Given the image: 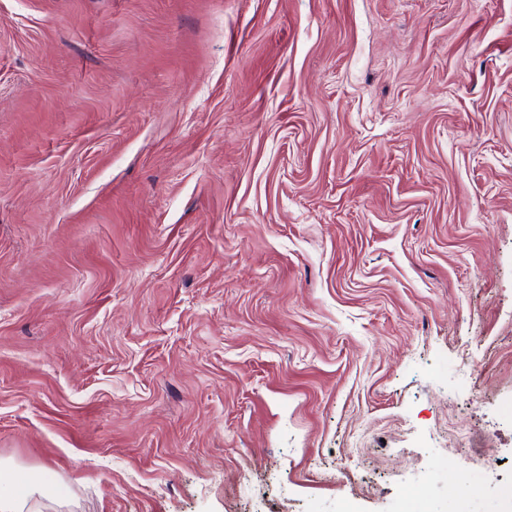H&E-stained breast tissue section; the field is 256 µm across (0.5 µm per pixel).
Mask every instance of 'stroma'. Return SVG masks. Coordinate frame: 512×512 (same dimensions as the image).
<instances>
[{
  "label": "stroma",
  "mask_w": 512,
  "mask_h": 512,
  "mask_svg": "<svg viewBox=\"0 0 512 512\" xmlns=\"http://www.w3.org/2000/svg\"><path fill=\"white\" fill-rule=\"evenodd\" d=\"M0 460L45 512H502L512 0H0Z\"/></svg>",
  "instance_id": "35a3bbf8"
}]
</instances>
